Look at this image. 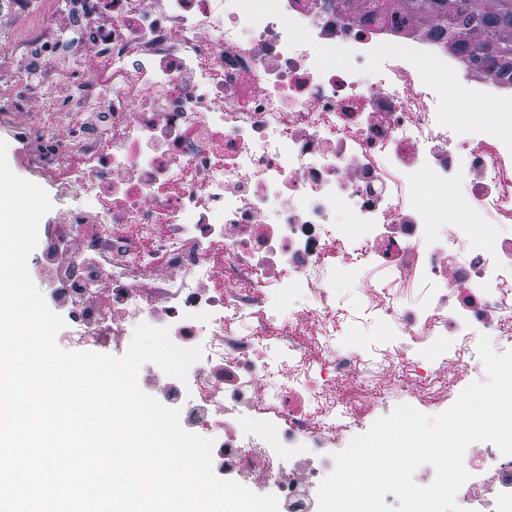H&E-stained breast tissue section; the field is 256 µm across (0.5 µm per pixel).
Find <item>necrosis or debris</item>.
Masks as SVG:
<instances>
[{
    "label": "necrosis or debris",
    "mask_w": 512,
    "mask_h": 512,
    "mask_svg": "<svg viewBox=\"0 0 512 512\" xmlns=\"http://www.w3.org/2000/svg\"><path fill=\"white\" fill-rule=\"evenodd\" d=\"M388 4L369 18L360 0H0V125L34 114L33 168L60 207L29 260L56 266L59 293L76 300L71 344L146 323L201 347L163 402L214 438L218 476L288 475L279 512H318L328 435L348 428L332 389L365 377L364 349L334 340L353 321L330 300L339 247L364 242L366 309L419 344L377 355L423 407L446 410L480 337L512 325V232L485 222L512 223V113L453 125L420 63L452 73L463 102L512 99V82L465 66L431 22ZM46 13L78 22L70 55L39 56L69 35ZM89 54L100 67L86 77ZM460 182L466 192L449 194ZM74 232L85 251L58 263ZM100 250L106 278L90 259ZM160 266L175 278L158 279ZM411 290L421 305L403 304ZM295 294L309 305L271 327L275 299ZM245 322L288 351L276 431L255 413L263 367L236 332ZM464 464L489 474L468 512H512V455L490 444Z\"/></svg>",
    "instance_id": "1"
}]
</instances>
